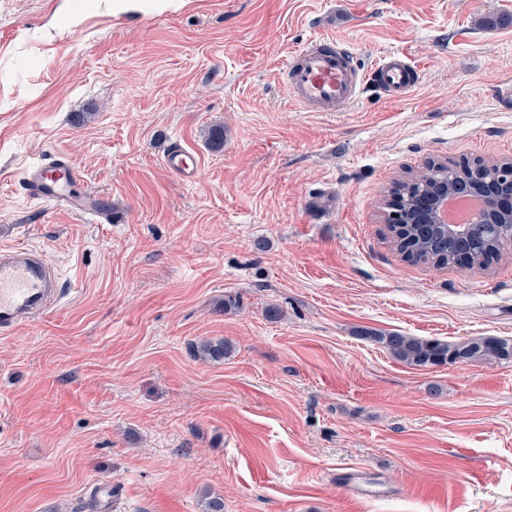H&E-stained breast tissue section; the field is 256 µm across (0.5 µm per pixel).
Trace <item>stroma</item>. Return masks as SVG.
Masks as SVG:
<instances>
[{
    "label": "stroma",
    "instance_id": "obj_1",
    "mask_svg": "<svg viewBox=\"0 0 512 512\" xmlns=\"http://www.w3.org/2000/svg\"><path fill=\"white\" fill-rule=\"evenodd\" d=\"M326 36L420 80L301 111L282 66ZM511 85L512 0H0V246L67 290L0 335V512H87L104 480L112 512H512V362L416 368L369 339H512V250L413 264L380 217L425 161L512 160ZM55 154L112 223L26 196ZM165 166L181 177L195 179L199 171V163L196 156L180 145H173L163 158ZM502 248L497 235H488L482 238L471 251V261L467 267H457L464 271L473 269L486 270L493 261L501 258ZM231 351V346L224 339L218 341H205L194 349V356L203 361H221Z\"/></svg>",
    "mask_w": 512,
    "mask_h": 512
}]
</instances>
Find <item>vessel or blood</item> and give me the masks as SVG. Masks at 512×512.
Segmentation results:
<instances>
[{
    "label": "vessel or blood",
    "mask_w": 512,
    "mask_h": 512,
    "mask_svg": "<svg viewBox=\"0 0 512 512\" xmlns=\"http://www.w3.org/2000/svg\"><path fill=\"white\" fill-rule=\"evenodd\" d=\"M419 80L417 66L404 55L380 58L370 70L353 63V55L333 38L317 40L293 51L282 71L290 101L305 112H334L377 87L394 97L407 96ZM165 166L181 177L195 179L196 156L172 146ZM24 192L34 200L80 212L99 223H111L112 210L99 203L70 158L50 156L24 170ZM63 293L52 266L36 250L12 246L0 249V333L42 318L54 299Z\"/></svg>",
    "instance_id": "1"
}]
</instances>
